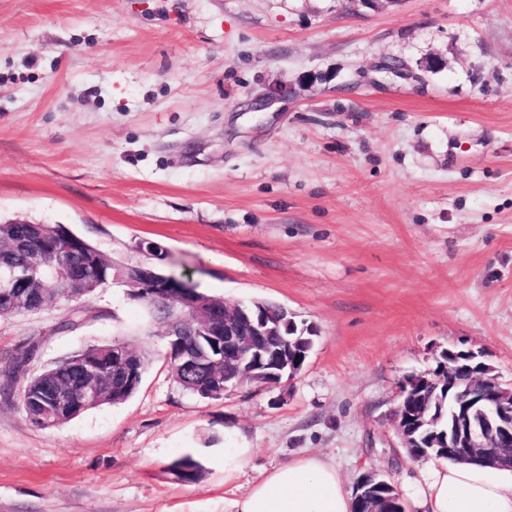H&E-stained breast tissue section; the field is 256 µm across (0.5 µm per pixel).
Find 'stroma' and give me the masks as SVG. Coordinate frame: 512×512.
I'll return each instance as SVG.
<instances>
[{
    "instance_id": "35a3bbf8",
    "label": "stroma",
    "mask_w": 512,
    "mask_h": 512,
    "mask_svg": "<svg viewBox=\"0 0 512 512\" xmlns=\"http://www.w3.org/2000/svg\"><path fill=\"white\" fill-rule=\"evenodd\" d=\"M274 83L290 94L252 110ZM0 219L127 265L157 243L198 290L318 329L293 379L204 401L124 289L73 329L67 298L0 316V368L153 354L132 397L56 427L0 387V512H224L303 454L409 497L427 462L390 420L402 385L453 347L512 383V0H0ZM187 454L193 483L166 471ZM253 453L252 448H230L224 453V480L230 482L248 464Z\"/></svg>"
}]
</instances>
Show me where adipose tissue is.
I'll return each mask as SVG.
<instances>
[{"label": "adipose tissue", "mask_w": 512, "mask_h": 512, "mask_svg": "<svg viewBox=\"0 0 512 512\" xmlns=\"http://www.w3.org/2000/svg\"><path fill=\"white\" fill-rule=\"evenodd\" d=\"M411 498L417 512H512V469L471 462H435ZM225 512H352L340 472L319 455L267 471Z\"/></svg>", "instance_id": "1"}]
</instances>
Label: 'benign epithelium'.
<instances>
[{
  "instance_id": "1",
  "label": "benign epithelium",
  "mask_w": 512,
  "mask_h": 512,
  "mask_svg": "<svg viewBox=\"0 0 512 512\" xmlns=\"http://www.w3.org/2000/svg\"><path fill=\"white\" fill-rule=\"evenodd\" d=\"M289 93L283 84H274L255 99L259 111ZM27 277V271L9 268L0 271V304L6 309L28 303V294L12 288V284ZM112 283L130 288L134 298L153 297L163 302L159 326L168 346L179 347L175 355L177 371L204 379L199 389L212 399H221L228 390L244 384V364L251 360L263 374L260 384L272 389L282 379L295 377L303 368L308 351L296 349L298 340L279 335L272 343L269 337L278 335V326L293 324L288 310L271 322V312L257 303L230 305L219 297L208 296L187 285L181 287L168 281L155 267L148 265H112ZM448 386L458 384L461 375L468 374L479 383L472 396L454 401L448 411V439L473 455L486 454L497 446L512 445V386L503 384L493 368L480 360L472 350L449 351L445 354ZM79 368L81 375L72 381L62 373L51 372L36 378L37 382L53 381L55 420H66L65 412L73 399L82 395L88 399L98 394L124 392L138 386L141 378L135 351L125 342L112 341V371L102 367V356L80 353L66 362ZM432 383L419 376L402 388L399 402L392 414V423L411 457L416 452L409 442L411 423L426 424L425 415L415 417L404 405L412 392Z\"/></svg>"
}]
</instances>
